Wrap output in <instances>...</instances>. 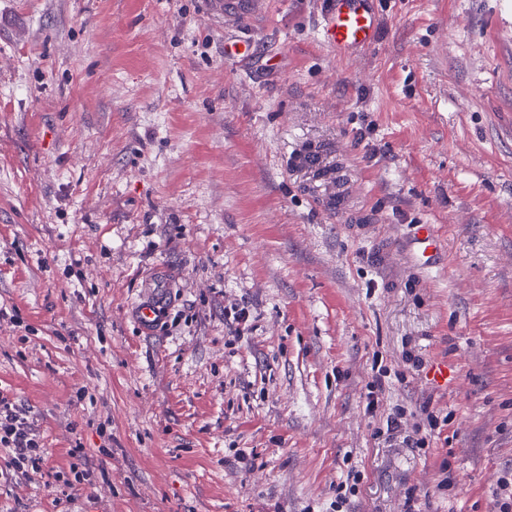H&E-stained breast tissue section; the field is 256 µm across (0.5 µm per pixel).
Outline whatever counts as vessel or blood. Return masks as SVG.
Returning <instances> with one entry per match:
<instances>
[{
	"label": "vessel or blood",
	"mask_w": 512,
	"mask_h": 512,
	"mask_svg": "<svg viewBox=\"0 0 512 512\" xmlns=\"http://www.w3.org/2000/svg\"><path fill=\"white\" fill-rule=\"evenodd\" d=\"M261 0H208L210 13L217 16L244 15L254 11ZM372 0H330L323 16V37L336 54L373 44L378 34V19ZM439 238L434 225H417L411 245L425 267L436 265ZM171 283L165 272L158 271L145 282L146 294L132 310L131 317L141 332L152 333L162 324L167 310Z\"/></svg>",
	"instance_id": "obj_1"
}]
</instances>
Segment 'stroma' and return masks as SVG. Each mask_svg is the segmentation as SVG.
<instances>
[{
  "instance_id": "stroma-1",
  "label": "stroma",
  "mask_w": 512,
  "mask_h": 512,
  "mask_svg": "<svg viewBox=\"0 0 512 512\" xmlns=\"http://www.w3.org/2000/svg\"><path fill=\"white\" fill-rule=\"evenodd\" d=\"M325 9L0 0V392L51 466L79 443L94 478L60 503L0 450V512H333L351 475L344 512H493L512 0H375L378 38L349 56ZM415 224L438 227L439 268L406 252ZM159 269L168 311L144 334L127 309ZM210 13L224 17L228 15H244L254 11L261 0H207Z\"/></svg>"
}]
</instances>
